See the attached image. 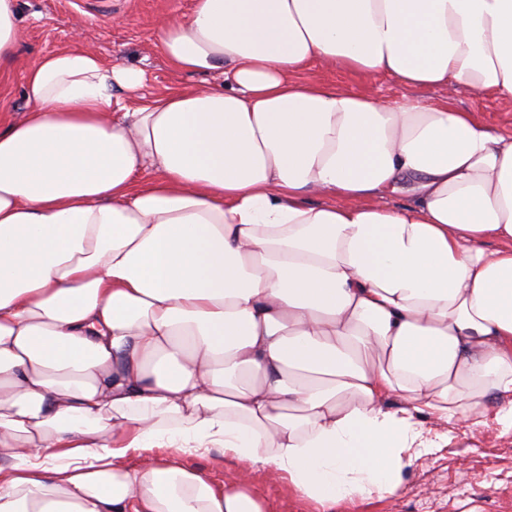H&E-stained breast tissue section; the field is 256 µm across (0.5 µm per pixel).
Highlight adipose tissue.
<instances>
[{"label":"adipose tissue","instance_id":"adipose-tissue-1","mask_svg":"<svg viewBox=\"0 0 512 512\" xmlns=\"http://www.w3.org/2000/svg\"><path fill=\"white\" fill-rule=\"evenodd\" d=\"M157 48L206 83L114 111L141 71L76 39L0 113V512H267L213 448L334 512L425 420L512 431V132L453 105L512 100V0H195ZM303 79L320 81L354 93L370 91L388 102L418 99L426 103H436L442 100L443 95L441 91L436 89L406 87L394 77L382 73L366 77L355 72H348L338 68H325L319 65H314L305 71ZM182 464L206 474L215 482H222L230 478L232 471L237 469L234 462L224 460V453L220 449H213L206 455L195 453L186 454L181 459Z\"/></svg>","mask_w":512,"mask_h":512}]
</instances>
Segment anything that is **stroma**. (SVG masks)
Returning a JSON list of instances; mask_svg holds the SVG:
<instances>
[{"label": "stroma", "mask_w": 512, "mask_h": 512, "mask_svg": "<svg viewBox=\"0 0 512 512\" xmlns=\"http://www.w3.org/2000/svg\"><path fill=\"white\" fill-rule=\"evenodd\" d=\"M193 6L194 0H18L24 37L18 63L0 66V108L24 109L21 63L66 46L77 29L86 46L106 62L142 71L143 82L134 95L116 93L122 106L132 109L172 88L200 84V76L177 70L156 48L159 16L182 18ZM303 77L354 93L368 91L388 102L442 99L439 90L410 88L382 73L366 77L315 65ZM454 105L495 128L512 131L511 103L463 87ZM449 435L448 442L406 470L399 498H373L357 506L343 502L335 512H512V434L492 423L466 435ZM244 478L269 512H317L313 503L298 499L287 482L267 470H245Z\"/></svg>", "instance_id": "obj_1"}]
</instances>
